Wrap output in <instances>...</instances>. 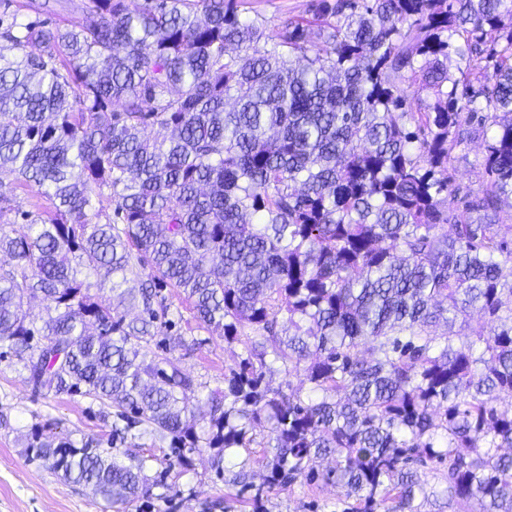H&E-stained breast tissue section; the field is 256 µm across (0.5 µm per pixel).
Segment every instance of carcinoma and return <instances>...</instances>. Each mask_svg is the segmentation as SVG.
Segmentation results:
<instances>
[{"label":"carcinoma","instance_id":"carcinoma-1","mask_svg":"<svg viewBox=\"0 0 512 512\" xmlns=\"http://www.w3.org/2000/svg\"><path fill=\"white\" fill-rule=\"evenodd\" d=\"M245 5L82 0L96 20L69 28L0 0V214L32 184L54 207L0 226V359L37 393L109 402L112 438L171 449L152 478L35 426L27 457L116 512L178 496L170 472L202 452L253 512L321 479L349 512H423L429 465L448 506L512 512V0H319L275 31ZM480 135L478 193L449 165ZM166 288L243 346L201 424L166 356L184 339L157 338ZM258 429L262 482L246 458L226 477Z\"/></svg>","mask_w":512,"mask_h":512}]
</instances>
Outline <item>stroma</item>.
Masks as SVG:
<instances>
[{
  "instance_id": "obj_1",
  "label": "stroma",
  "mask_w": 512,
  "mask_h": 512,
  "mask_svg": "<svg viewBox=\"0 0 512 512\" xmlns=\"http://www.w3.org/2000/svg\"><path fill=\"white\" fill-rule=\"evenodd\" d=\"M486 154L483 139L468 142L457 152L451 173L455 184L479 190L484 183L481 163ZM164 295L176 326L190 346L176 349L173 360L194 377L196 400H205L224 387V373L233 365L241 347L202 328L192 306L175 288ZM46 434L74 441L91 437L104 451H119L164 459L168 441L146 433L142 437L112 442V409L101 402L75 397L39 395L24 381L10 360L0 361V512H110L104 501L83 486L62 480L42 462L28 460L25 437L33 426ZM182 495L167 503L149 495L130 503L126 512H251L249 505L236 500L217 478L206 456L197 455L191 467L176 479ZM268 512H344L343 496L329 486L297 485L271 498Z\"/></svg>"
}]
</instances>
